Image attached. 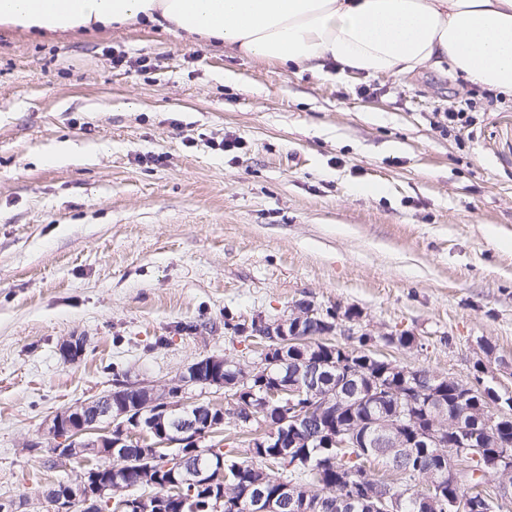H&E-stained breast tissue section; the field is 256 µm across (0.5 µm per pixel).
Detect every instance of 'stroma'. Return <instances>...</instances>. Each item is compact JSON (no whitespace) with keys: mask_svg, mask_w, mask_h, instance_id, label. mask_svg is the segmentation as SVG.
Masks as SVG:
<instances>
[{"mask_svg":"<svg viewBox=\"0 0 512 512\" xmlns=\"http://www.w3.org/2000/svg\"><path fill=\"white\" fill-rule=\"evenodd\" d=\"M471 88L0 26V502L52 512L80 473L42 445L56 412L205 356L250 367L253 318L302 301L416 336L390 358L463 382L490 343L512 392V95ZM449 110L469 120L446 133Z\"/></svg>","mask_w":512,"mask_h":512,"instance_id":"1","label":"stroma"}]
</instances>
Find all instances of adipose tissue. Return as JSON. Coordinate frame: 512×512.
<instances>
[{"label": "adipose tissue", "mask_w": 512, "mask_h": 512, "mask_svg": "<svg viewBox=\"0 0 512 512\" xmlns=\"http://www.w3.org/2000/svg\"><path fill=\"white\" fill-rule=\"evenodd\" d=\"M141 22L319 73L329 60L394 77L447 64L512 92V0H0V25L36 38Z\"/></svg>", "instance_id": "adipose-tissue-1"}]
</instances>
